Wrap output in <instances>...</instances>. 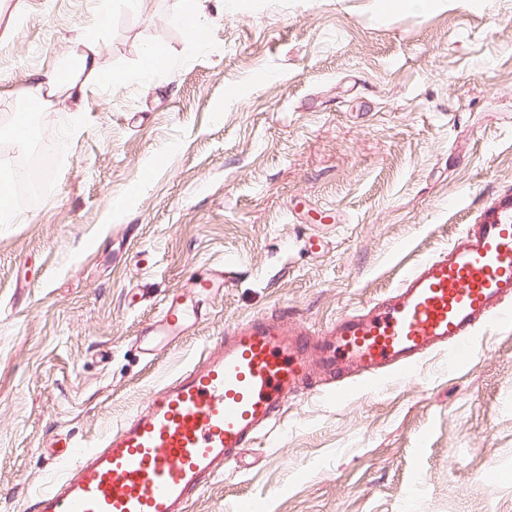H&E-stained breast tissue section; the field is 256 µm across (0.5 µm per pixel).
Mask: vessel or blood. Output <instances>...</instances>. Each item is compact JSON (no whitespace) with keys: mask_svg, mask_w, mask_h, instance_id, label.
I'll use <instances>...</instances> for the list:
<instances>
[{"mask_svg":"<svg viewBox=\"0 0 512 512\" xmlns=\"http://www.w3.org/2000/svg\"><path fill=\"white\" fill-rule=\"evenodd\" d=\"M232 272L174 290L142 333L164 349L193 324L198 295H215ZM512 326V195L463 225L438 255L403 275L391 295L339 315L325 329L252 317L226 329L218 347L154 391L68 473L42 491L38 512H187L226 465L237 461L281 407L314 376L376 388L412 375L444 351L455 370L473 354L476 327Z\"/></svg>","mask_w":512,"mask_h":512,"instance_id":"b4317fda","label":"vessel or blood"}]
</instances>
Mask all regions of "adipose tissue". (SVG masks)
I'll use <instances>...</instances> for the list:
<instances>
[{
  "mask_svg": "<svg viewBox=\"0 0 512 512\" xmlns=\"http://www.w3.org/2000/svg\"><path fill=\"white\" fill-rule=\"evenodd\" d=\"M70 51L67 62L61 68L31 74L22 91L25 99L42 105L64 97L80 100L88 82L101 76L98 44L92 36L74 35L69 39Z\"/></svg>",
  "mask_w": 512,
  "mask_h": 512,
  "instance_id": "obj_1",
  "label": "adipose tissue"
}]
</instances>
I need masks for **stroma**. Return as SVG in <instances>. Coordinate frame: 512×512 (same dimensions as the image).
Returning a JSON list of instances; mask_svg holds the SVG:
<instances>
[{"label": "stroma", "instance_id": "1", "mask_svg": "<svg viewBox=\"0 0 512 512\" xmlns=\"http://www.w3.org/2000/svg\"><path fill=\"white\" fill-rule=\"evenodd\" d=\"M175 6L119 0L104 28L96 0L0 11V119L72 34L107 74L35 109L44 191L0 223V512H34L60 441L98 443L225 328L323 329L512 193V0H227L202 49ZM150 47L167 64L143 82ZM226 262L195 327L143 353L171 292ZM472 341L453 373L317 379L188 512H512V329Z\"/></svg>", "mask_w": 512, "mask_h": 512}]
</instances>
